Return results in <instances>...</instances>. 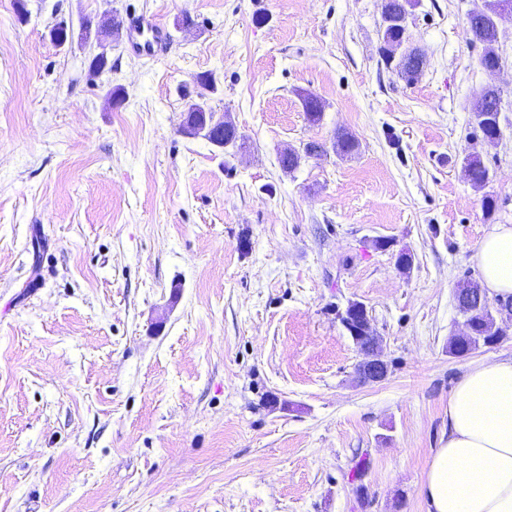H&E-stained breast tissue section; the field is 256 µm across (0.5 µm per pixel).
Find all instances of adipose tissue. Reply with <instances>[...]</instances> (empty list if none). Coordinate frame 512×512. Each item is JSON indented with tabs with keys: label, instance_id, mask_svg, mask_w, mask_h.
<instances>
[{
	"label": "adipose tissue",
	"instance_id": "adipose-tissue-1",
	"mask_svg": "<svg viewBox=\"0 0 512 512\" xmlns=\"http://www.w3.org/2000/svg\"><path fill=\"white\" fill-rule=\"evenodd\" d=\"M476 259L489 294L512 296V225H495ZM421 493L426 512H512V357L473 365L458 380Z\"/></svg>",
	"mask_w": 512,
	"mask_h": 512
}]
</instances>
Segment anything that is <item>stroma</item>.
I'll list each match as a JSON object with an SVG mask.
<instances>
[{
    "label": "stroma",
    "instance_id": "stroma-1",
    "mask_svg": "<svg viewBox=\"0 0 512 512\" xmlns=\"http://www.w3.org/2000/svg\"><path fill=\"white\" fill-rule=\"evenodd\" d=\"M476 3L418 0L409 84L380 53L384 0H0V512H425L457 380L512 357L507 320L497 346L448 352L458 283L512 225V19L486 73ZM134 11L163 55L129 51ZM88 20L119 27L52 40ZM488 86L495 144L471 117ZM200 94L236 146L182 133ZM351 301L383 338L381 382H355ZM424 56L416 47H406L405 51L396 61L397 72L407 83L416 81L424 69Z\"/></svg>",
    "mask_w": 512,
    "mask_h": 512
}]
</instances>
